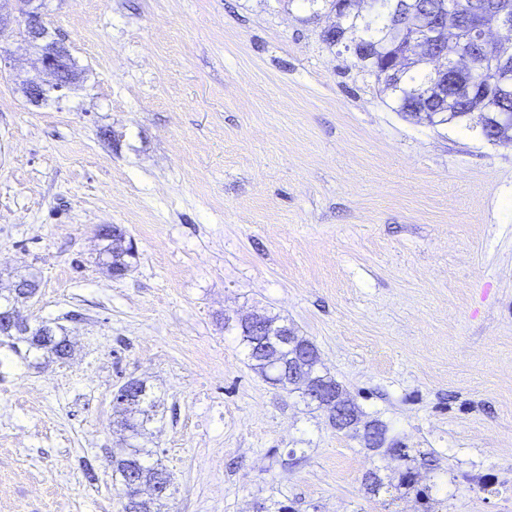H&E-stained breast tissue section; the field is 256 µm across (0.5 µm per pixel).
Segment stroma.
Here are the masks:
<instances>
[{
	"label": "stroma",
	"instance_id": "obj_1",
	"mask_svg": "<svg viewBox=\"0 0 512 512\" xmlns=\"http://www.w3.org/2000/svg\"><path fill=\"white\" fill-rule=\"evenodd\" d=\"M81 74L30 104L0 67V280L68 360L0 347V512H122L113 394L160 402L139 444L161 512H382L375 461L264 381L224 320L277 315L407 447L494 479L447 512H512V142L395 112L329 11L298 0H45ZM136 247L108 275L96 231ZM302 453L290 464L289 451Z\"/></svg>",
	"mask_w": 512,
	"mask_h": 512
}]
</instances>
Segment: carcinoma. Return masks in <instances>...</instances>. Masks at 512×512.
Returning a JSON list of instances; mask_svg holds the SVG:
<instances>
[{
	"label": "carcinoma",
	"instance_id": "carcinoma-1",
	"mask_svg": "<svg viewBox=\"0 0 512 512\" xmlns=\"http://www.w3.org/2000/svg\"><path fill=\"white\" fill-rule=\"evenodd\" d=\"M322 1L330 12L336 15L337 29L326 31V41L333 45L343 44L345 48L361 46L363 52L356 55L363 72L375 76L393 103V110L411 118L425 120L432 125L464 123L475 113L500 114L512 117V40L494 47L491 55L485 57L476 70L454 81L448 80V87L435 83L436 75L429 60L417 50L415 42L425 28L421 17H429L453 8L454 31H447L446 39L466 38L471 32L475 2L491 9L501 0H370L368 13L360 9L343 8L345 0H300L302 5L312 6ZM252 367L275 386L286 388L288 364L293 362L294 351L279 349L280 363L266 362L263 348L254 338L238 332ZM318 356H312L306 366L329 392L345 394L342 385L335 379L317 371ZM288 389V388H286ZM295 389H288V393ZM122 389H117L114 400L120 426L144 428L154 419L157 401L147 390L136 402L119 403ZM150 451L137 445L120 450L112 457L113 468L121 479L134 468L146 482L167 479L169 474L149 463ZM448 473L442 466V457L435 451L418 448H403L398 469L386 473L376 480H365V493L372 497L387 496L382 501L387 507L394 501L413 496L422 502L423 512H440L443 500L434 492L441 490L438 480Z\"/></svg>",
	"mask_w": 512,
	"mask_h": 512
}]
</instances>
